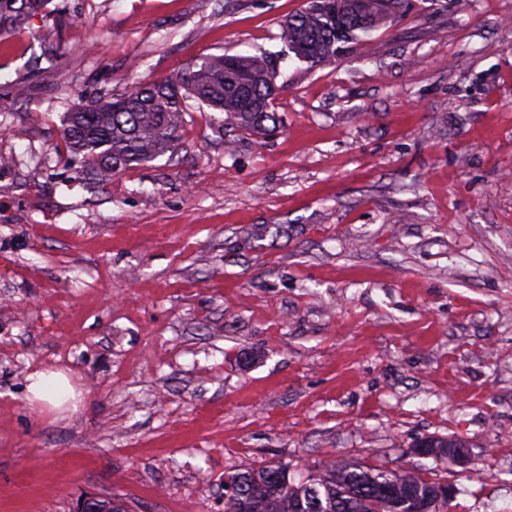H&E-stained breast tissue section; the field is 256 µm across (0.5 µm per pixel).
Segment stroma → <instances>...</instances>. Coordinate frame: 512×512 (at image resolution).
I'll return each instance as SVG.
<instances>
[{
  "label": "stroma",
  "instance_id": "obj_1",
  "mask_svg": "<svg viewBox=\"0 0 512 512\" xmlns=\"http://www.w3.org/2000/svg\"><path fill=\"white\" fill-rule=\"evenodd\" d=\"M305 5L50 0L0 37V512H224L226 473L426 472L429 435L472 449L448 512H512V0H411L280 59L274 133L189 98L173 157L70 180L76 94L280 50ZM29 379V389L36 400L59 407L74 396L68 378L62 373H52L48 377L44 372H36Z\"/></svg>",
  "mask_w": 512,
  "mask_h": 512
}]
</instances>
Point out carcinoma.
Masks as SVG:
<instances>
[{"label":"carcinoma","instance_id":"carcinoma-1","mask_svg":"<svg viewBox=\"0 0 512 512\" xmlns=\"http://www.w3.org/2000/svg\"><path fill=\"white\" fill-rule=\"evenodd\" d=\"M49 0H0V34L24 26ZM307 0L281 26L283 49L313 67L336 60L347 45L379 28L406 0ZM278 52L208 55L162 83L143 84L107 99L79 94L62 121L68 164L74 173L104 185L131 166L174 152L184 97L222 112L243 131L262 133L282 125L274 108ZM463 446L459 438L426 436L410 452L426 450L444 467L439 448ZM224 512H448V500L434 495L438 483L398 467L375 469L358 462L324 463L303 482L288 479V464L227 473Z\"/></svg>","mask_w":512,"mask_h":512}]
</instances>
